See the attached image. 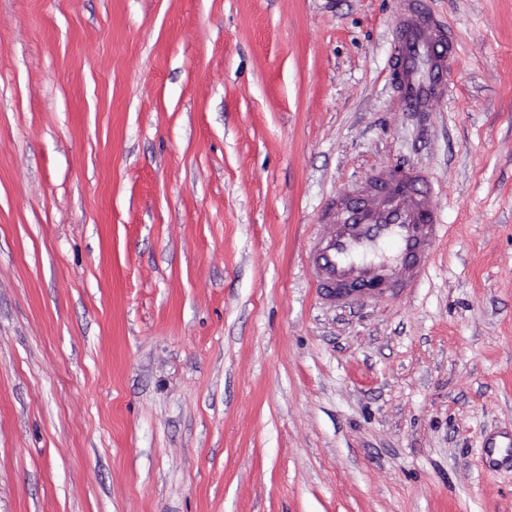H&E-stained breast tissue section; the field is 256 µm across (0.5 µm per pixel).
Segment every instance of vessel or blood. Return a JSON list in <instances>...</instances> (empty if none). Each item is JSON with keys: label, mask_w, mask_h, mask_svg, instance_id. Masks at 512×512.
<instances>
[{"label": "vessel or blood", "mask_w": 512, "mask_h": 512, "mask_svg": "<svg viewBox=\"0 0 512 512\" xmlns=\"http://www.w3.org/2000/svg\"><path fill=\"white\" fill-rule=\"evenodd\" d=\"M455 42L435 24L424 0H407L395 25L393 70L397 97L411 112L428 111L449 93ZM432 190L416 170L377 172L362 188L337 195L310 251L314 286L329 303L391 296L415 288L445 226ZM512 458V436L483 445L486 470Z\"/></svg>", "instance_id": "b4317fda"}]
</instances>
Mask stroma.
Listing matches in <instances>:
<instances>
[{
  "label": "stroma",
  "instance_id": "1",
  "mask_svg": "<svg viewBox=\"0 0 512 512\" xmlns=\"http://www.w3.org/2000/svg\"><path fill=\"white\" fill-rule=\"evenodd\" d=\"M0 0V512H512V0ZM414 168L419 288L324 303L325 206ZM394 32L397 97L408 111L426 112L435 99L450 92L448 68L455 42L444 26L433 22L424 0L407 1ZM512 458V434L497 442H485L481 459L484 468L489 471H496L500 459Z\"/></svg>",
  "mask_w": 512,
  "mask_h": 512
}]
</instances>
